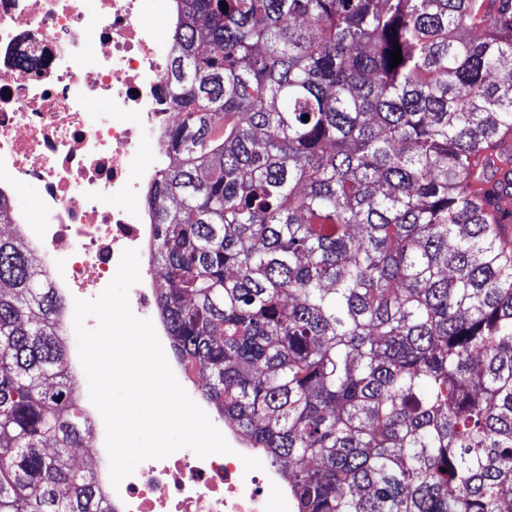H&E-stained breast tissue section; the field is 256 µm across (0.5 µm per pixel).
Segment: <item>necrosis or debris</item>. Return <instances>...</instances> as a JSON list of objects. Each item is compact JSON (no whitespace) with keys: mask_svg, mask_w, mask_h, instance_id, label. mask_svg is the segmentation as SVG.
Segmentation results:
<instances>
[{"mask_svg":"<svg viewBox=\"0 0 512 512\" xmlns=\"http://www.w3.org/2000/svg\"><path fill=\"white\" fill-rule=\"evenodd\" d=\"M178 0H0V197L26 194L10 231L67 303L97 298L114 278L124 250L140 258L128 293L132 313L151 320L160 342L159 274L152 260L154 214L146 197L170 162L168 134L177 121L169 102L171 45ZM159 14V29L141 20ZM107 102L106 110L94 107ZM135 123H128V115ZM63 276H56L60 258ZM93 421L88 451L112 512H292L278 464L246 471L259 456L222 415L210 420L230 435L232 453L198 457L189 448L141 462L112 485L105 425Z\"/></svg>","mask_w":512,"mask_h":512,"instance_id":"4bbe7bcc","label":"necrosis or debris"}]
</instances>
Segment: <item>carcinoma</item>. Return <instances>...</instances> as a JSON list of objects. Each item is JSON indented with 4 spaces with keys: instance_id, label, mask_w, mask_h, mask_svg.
<instances>
[{
    "instance_id": "1",
    "label": "carcinoma",
    "mask_w": 512,
    "mask_h": 512,
    "mask_svg": "<svg viewBox=\"0 0 512 512\" xmlns=\"http://www.w3.org/2000/svg\"><path fill=\"white\" fill-rule=\"evenodd\" d=\"M180 2L174 357L293 512H512V0ZM63 313L1 235L0 512H109Z\"/></svg>"
}]
</instances>
